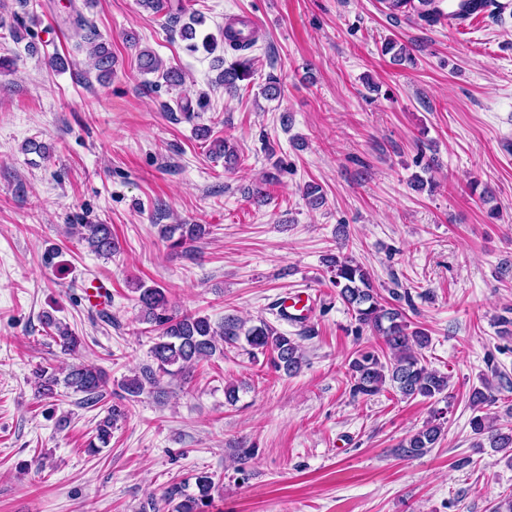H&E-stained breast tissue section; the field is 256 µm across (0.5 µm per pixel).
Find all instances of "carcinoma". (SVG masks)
I'll use <instances>...</instances> for the list:
<instances>
[{"label": "carcinoma", "instance_id": "carcinoma-1", "mask_svg": "<svg viewBox=\"0 0 512 512\" xmlns=\"http://www.w3.org/2000/svg\"><path fill=\"white\" fill-rule=\"evenodd\" d=\"M477 0H391L389 16H403L409 21L435 26L444 20L463 21L470 16L464 10L467 4ZM140 5L162 14L165 22L173 29H179V36L187 42L188 50L196 52L204 49L211 53L217 48V40L207 34L198 38L196 26L203 20L192 15L189 21L181 22L186 13L182 0H140ZM75 36L80 38L77 47L86 48L93 67L99 76L112 75L114 63L112 50L98 41V34L83 14L76 10L70 17ZM224 48L236 52L234 59L219 75L224 91L236 93L241 83L249 80L254 73V58L246 51L255 46L254 31L245 20L237 18L224 25L222 31ZM138 68L144 74H158L170 87H181L185 83L184 73L177 67L166 66L153 52L141 50L137 54ZM75 232L79 239L100 256H110L115 249L112 228L109 224H76ZM208 234L203 224H163L159 235L171 242L173 247H182ZM330 272V283L336 288L338 296L351 308L357 322V331L369 330L380 344L361 348L349 363L350 393L354 397L374 396L385 385L393 386L403 397H422L432 399L443 394L449 388L448 377L427 366L423 350L431 343V337L425 330L406 320L403 312L394 306L383 305L373 288L370 272L354 258L341 253L331 254L326 259ZM138 303L143 313V321L158 331L157 342L151 348V356L156 368L143 369L141 374L124 380L120 387L129 396L142 393L145 386L157 383V375L179 376L191 371L199 362L211 358L218 349V342L235 343L245 337L249 346L248 354L255 357L266 352L271 354L274 369L287 376L296 374L301 367L302 356L294 340L261 322L242 330L241 322L228 317L218 327L211 324L209 318L196 314H179L169 307L164 292L156 287L137 283ZM40 323L51 329L54 339L63 351L74 354L82 346V338L69 326L46 312L40 316ZM36 388L35 396L46 397L54 394L59 384L83 395V403L94 405L106 392L107 380L103 372L92 364L84 362L68 366L64 377L60 378L44 367L33 372ZM472 406L481 410L495 403L496 397L483 385L475 387L470 394ZM126 412L118 405L112 406L108 414L98 423L96 441L89 442L92 453L108 445L112 428L125 418ZM471 429L476 439L475 447L489 446L503 451L512 461V427H500L486 423V417L476 415L471 419ZM442 426L432 420L422 429L411 434L401 444L408 456L423 455L439 440ZM198 490L196 494H187L181 486H175L165 492V497L181 501L176 512H202L208 506L211 491L214 488L212 475L200 473L195 477Z\"/></svg>", "mask_w": 512, "mask_h": 512}]
</instances>
